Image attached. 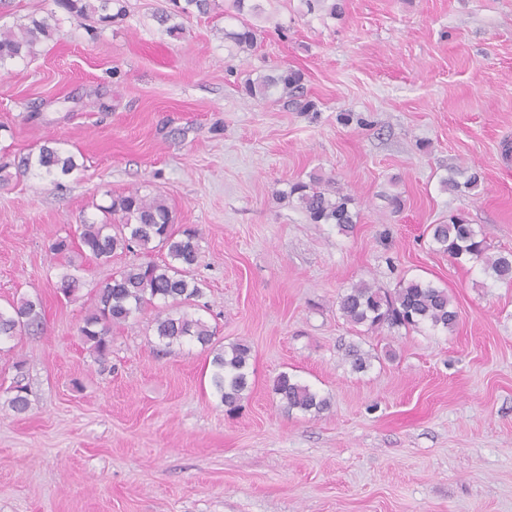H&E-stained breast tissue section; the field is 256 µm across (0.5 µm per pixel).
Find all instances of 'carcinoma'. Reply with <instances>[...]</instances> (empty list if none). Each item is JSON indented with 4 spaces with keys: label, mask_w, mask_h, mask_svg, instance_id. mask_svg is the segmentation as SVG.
<instances>
[{
    "label": "carcinoma",
    "mask_w": 512,
    "mask_h": 512,
    "mask_svg": "<svg viewBox=\"0 0 512 512\" xmlns=\"http://www.w3.org/2000/svg\"><path fill=\"white\" fill-rule=\"evenodd\" d=\"M170 2L175 15L193 11L206 14L211 8V0ZM56 3L74 18L95 14L100 21L110 22L125 15L121 0H56ZM51 30L49 20L41 18L31 20L17 32L1 31L0 67L9 60L34 54L37 44L49 38ZM225 37L245 52L253 47L256 33L244 22L238 29L225 33ZM299 81L296 72L285 69L248 84V92L263 97L270 88L279 87L283 94L291 96ZM23 166L62 176L78 169L73 155L51 145L42 146L34 157H26ZM478 181L477 173L460 169L457 177L444 180V184L464 192L476 186ZM289 196L296 198L315 224H334L341 232H348L357 224L352 196L322 187L318 177L293 184ZM110 214L118 220L111 224L81 225V250L99 261L108 262L119 250L129 251L135 246L147 249L155 243L166 250L167 261L128 265L96 289L95 307L80 328V334L99 361L110 354L112 326L127 323L144 304L157 299L187 305L203 294L200 284L191 276L192 268L199 261L196 234L185 231L179 235L172 230L171 212L163 199L131 191L112 200ZM429 231L432 243L456 262L480 263L492 282L512 286V251L494 256L489 254L490 244L486 236L468 224L463 216H453L446 224H432ZM338 309L348 323L364 327L368 332L384 327L416 330L424 325L450 330L458 318L446 289L417 278L401 281L392 290L363 281L356 283L339 297ZM44 325L41 301L22 297L12 304V312L0 311V340L22 333L37 336L43 333ZM155 326L159 341L169 353L186 340L212 348L211 385L226 412L235 413L250 388L251 346L244 341L213 346L215 331L202 319L186 313L161 311L155 317ZM10 392V408L17 414L28 412L31 401L23 380L14 381ZM272 392L289 412L319 413L327 407L326 399L286 371L272 380Z\"/></svg>",
    "instance_id": "cac0c4a2"
}]
</instances>
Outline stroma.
<instances>
[{
  "label": "stroma",
  "mask_w": 512,
  "mask_h": 512,
  "mask_svg": "<svg viewBox=\"0 0 512 512\" xmlns=\"http://www.w3.org/2000/svg\"><path fill=\"white\" fill-rule=\"evenodd\" d=\"M258 2L240 16L215 0L172 36L165 0H127L108 26L55 0H0V31L54 19L34 55L0 67V310L37 297L46 317L44 334L0 344V512H512V287L429 234L459 214L512 251V0H342L336 18ZM244 22L257 44L240 52L224 34ZM287 67L299 99L248 96ZM49 141L78 170L21 172ZM455 167L478 186L444 189ZM313 174L354 196L350 232L283 199ZM135 189L197 232L203 295L188 314L217 344L252 348L236 415L208 349L163 352L162 302L112 328L105 362L80 337L98 284L165 253L103 263L50 245ZM65 273L81 280L69 299ZM411 278L447 289L453 331L363 333L337 310L352 284ZM353 347L372 354L365 371ZM20 360L24 414L7 393ZM283 371L327 408L280 407Z\"/></svg>",
  "instance_id": "obj_1"
}]
</instances>
